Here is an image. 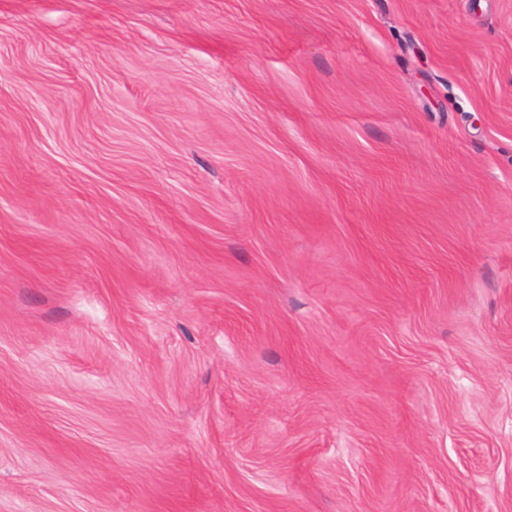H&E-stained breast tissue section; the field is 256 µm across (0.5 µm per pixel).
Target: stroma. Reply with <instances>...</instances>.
<instances>
[{
    "mask_svg": "<svg viewBox=\"0 0 512 512\" xmlns=\"http://www.w3.org/2000/svg\"><path fill=\"white\" fill-rule=\"evenodd\" d=\"M0 512H512V0H0Z\"/></svg>",
    "mask_w": 512,
    "mask_h": 512,
    "instance_id": "stroma-1",
    "label": "stroma"
}]
</instances>
